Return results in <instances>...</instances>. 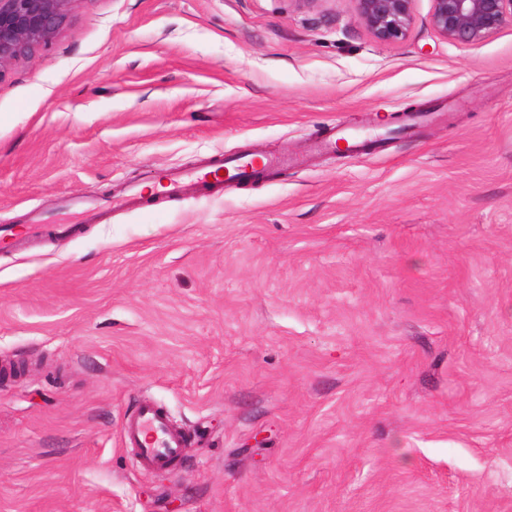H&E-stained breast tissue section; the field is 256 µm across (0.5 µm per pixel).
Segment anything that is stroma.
I'll return each instance as SVG.
<instances>
[{
  "mask_svg": "<svg viewBox=\"0 0 512 512\" xmlns=\"http://www.w3.org/2000/svg\"><path fill=\"white\" fill-rule=\"evenodd\" d=\"M431 7L73 0L0 71V512H512V22ZM243 153L301 163L156 188ZM414 0H354L360 23L380 42L403 40L410 29ZM512 21V0H432L430 25L447 41L478 46ZM124 443L137 448L139 467L151 470L171 468L186 448L184 432L173 429L166 413L152 403H142L123 425Z\"/></svg>",
  "mask_w": 512,
  "mask_h": 512,
  "instance_id": "obj_1",
  "label": "stroma"
}]
</instances>
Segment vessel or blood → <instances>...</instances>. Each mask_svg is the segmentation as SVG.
Returning a JSON list of instances; mask_svg holds the SVG:
<instances>
[{
	"instance_id": "obj_1",
	"label": "vessel or blood",
	"mask_w": 512,
	"mask_h": 512,
	"mask_svg": "<svg viewBox=\"0 0 512 512\" xmlns=\"http://www.w3.org/2000/svg\"><path fill=\"white\" fill-rule=\"evenodd\" d=\"M288 163L285 157H268L257 161L239 158L226 167L225 172L227 179L239 181ZM123 437L125 445L135 449L138 465L151 470L171 468L187 445L185 433L172 428L166 413L147 402L127 417L123 425Z\"/></svg>"
}]
</instances>
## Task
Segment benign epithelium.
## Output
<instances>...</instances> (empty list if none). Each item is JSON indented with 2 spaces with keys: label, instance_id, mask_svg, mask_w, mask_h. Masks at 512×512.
Segmentation results:
<instances>
[{
  "label": "benign epithelium",
  "instance_id": "obj_1",
  "mask_svg": "<svg viewBox=\"0 0 512 512\" xmlns=\"http://www.w3.org/2000/svg\"><path fill=\"white\" fill-rule=\"evenodd\" d=\"M74 0H0V72L52 42ZM360 23L380 42L404 39L413 0H354ZM512 21V0H432L430 25L442 38L478 46Z\"/></svg>",
  "mask_w": 512,
  "mask_h": 512
}]
</instances>
